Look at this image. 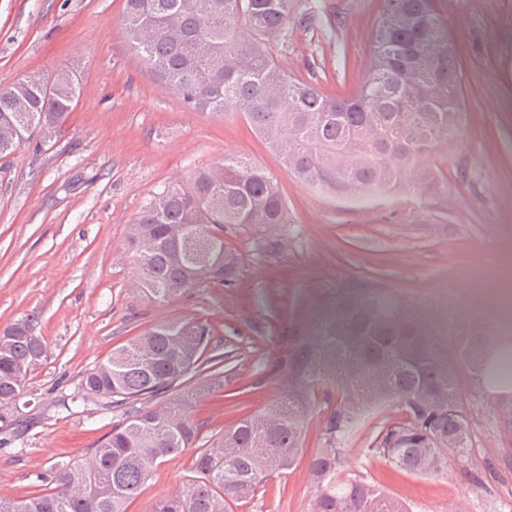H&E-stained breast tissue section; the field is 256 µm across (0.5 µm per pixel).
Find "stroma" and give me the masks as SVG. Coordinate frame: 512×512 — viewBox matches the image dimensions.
Segmentation results:
<instances>
[{
	"mask_svg": "<svg viewBox=\"0 0 512 512\" xmlns=\"http://www.w3.org/2000/svg\"><path fill=\"white\" fill-rule=\"evenodd\" d=\"M288 37L272 53L289 75L330 94L355 92L372 60L381 0H297ZM125 0H0V88L34 73L67 72L79 94L63 126L35 134L0 159V330L29 319L45 344L14 420L0 421V498L38 493L60 461H81L117 414L90 402L64 408L83 374L154 325L196 317L230 343L223 383L197 397L201 440L267 407L266 364L337 291L378 283L434 329L447 349L460 333L444 319L448 295L461 309L492 302L482 275L512 258V0H438L462 62L465 113L459 134L420 159L399 189L354 199L308 186L236 112L189 108L150 71L121 25ZM271 172L287 219L224 227L240 256L235 283L205 282L165 303L135 288L130 227L164 185L224 154ZM447 168L433 185L428 172ZM470 422L469 458L438 475L394 470L371 445L399 420L389 405L360 425L345 455L351 473L378 482L409 512H512V436L459 371ZM325 405L312 412L299 463L270 477L235 512H308L309 459L323 446ZM198 452L164 458L129 512H150L192 479Z\"/></svg>",
	"mask_w": 512,
	"mask_h": 512,
	"instance_id": "obj_1",
	"label": "stroma"
}]
</instances>
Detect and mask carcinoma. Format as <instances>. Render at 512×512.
Wrapping results in <instances>:
<instances>
[{"mask_svg": "<svg viewBox=\"0 0 512 512\" xmlns=\"http://www.w3.org/2000/svg\"><path fill=\"white\" fill-rule=\"evenodd\" d=\"M374 29L372 62L359 90L333 97L286 74L271 45L288 33L296 0H125L128 41L188 107L221 116L240 112L303 183L361 198L401 184L418 159L456 136L463 72L436 0H387ZM77 86L69 74L28 76L0 90V158L36 129L61 127ZM277 181L241 155L171 183L141 208L131 227L130 259L143 291L163 303L203 282L231 284L239 257L224 243L226 224H283ZM197 318L156 324L86 371L71 398L121 410L122 419L91 461L54 466L50 487L0 512H128L160 460L199 441L191 416L196 392L164 406L154 398L187 381L221 384L232 356ZM288 352L265 409L224 429L195 457L191 483L155 502L171 512H232L271 476L296 465L310 413L327 406L325 448L309 462L311 512H409L374 482L344 470L346 445L373 411L394 403L403 422L384 426L373 451L394 468L431 476L448 457L470 451V424L457 365L462 363L512 435V336L485 340L476 322L452 358L423 319L390 290L371 285L336 293L313 326L287 337ZM44 352L25 320L0 333V406L23 394Z\"/></svg>", "mask_w": 512, "mask_h": 512, "instance_id": "cac0c4a2", "label": "carcinoma"}]
</instances>
